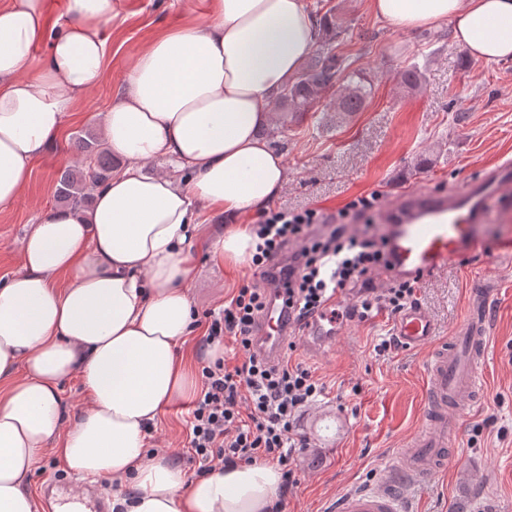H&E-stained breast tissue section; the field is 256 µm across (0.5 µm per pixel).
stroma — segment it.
<instances>
[{
	"instance_id": "1",
	"label": "stroma",
	"mask_w": 512,
	"mask_h": 512,
	"mask_svg": "<svg viewBox=\"0 0 512 512\" xmlns=\"http://www.w3.org/2000/svg\"><path fill=\"white\" fill-rule=\"evenodd\" d=\"M326 2L346 28L338 49L353 54L372 97L361 112L334 115L331 127L306 120L271 137L290 174L276 205L315 207L332 222L356 196L381 193L387 210L405 192L458 190L501 157L512 158V60L471 57L447 26L396 30L376 18L366 0ZM206 9L207 0H118L117 18L103 27L112 48L104 80L76 104L53 149L35 161L18 199L0 207V280L19 268L27 225L57 208L59 170L82 160L76 136L100 128L148 43L164 30L203 20ZM413 63L424 72L416 88L400 78ZM480 235L492 245H512V188L489 201ZM196 258V328L181 352L197 383L208 360L200 344L206 314L222 307L252 271L246 263L219 265L203 248ZM423 286L421 305L436 325L437 340L460 335L471 289H493V313L481 396L459 421L447 469L404 487L405 512H512V257L494 266L475 258L454 262ZM393 331L392 322L380 316L348 322L321 353L298 345L295 358L315 370L325 392L300 421L312 446L296 460L298 483L285 512H330L344 493L373 486L380 466L422 427L426 354L400 349L376 356L374 344ZM191 409L188 399L172 404L150 439L152 450L174 456L189 482L197 469L185 451ZM53 484L71 488L75 480L47 450L29 484L39 512H51L43 490Z\"/></svg>"
}]
</instances>
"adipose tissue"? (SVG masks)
Segmentation results:
<instances>
[{"label":"adipose tissue","mask_w":512,"mask_h":512,"mask_svg":"<svg viewBox=\"0 0 512 512\" xmlns=\"http://www.w3.org/2000/svg\"><path fill=\"white\" fill-rule=\"evenodd\" d=\"M211 21L164 33L139 55L105 113L106 148L122 166L90 207L58 208L26 230L21 269L0 284V512H36L28 480L44 450L80 478L133 483L126 512H271L280 483L268 464L227 466L186 482L148 450L150 428L192 381L177 347L192 331L191 241L203 216L263 209L287 164L261 129L277 94L318 40L305 0H209ZM117 0L0 6V206L73 103L104 78L103 33ZM399 30L453 24L479 60L512 58V0H368ZM218 263L251 259L236 226L209 244ZM78 379L84 408L61 388Z\"/></svg>","instance_id":"obj_1"}]
</instances>
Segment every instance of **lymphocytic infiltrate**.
<instances>
[{"instance_id": "lymphocytic-infiltrate-1", "label": "lymphocytic infiltrate", "mask_w": 512, "mask_h": 512, "mask_svg": "<svg viewBox=\"0 0 512 512\" xmlns=\"http://www.w3.org/2000/svg\"><path fill=\"white\" fill-rule=\"evenodd\" d=\"M322 213L313 208H275L261 213L250 232L256 239L252 278L222 309L209 313L204 346L232 345L235 361L219 357L201 369L192 403L186 448L197 476L216 467L273 464L282 472L272 512H283L296 485L293 463L311 441L299 427L324 391L314 369L292 357L269 362L255 349V332L267 303V286L283 284V303L303 323L337 293L348 294L344 315L365 321L395 317L420 303L419 280L398 278L377 287L372 274L387 263L386 237L371 226L330 225L317 232Z\"/></svg>"}]
</instances>
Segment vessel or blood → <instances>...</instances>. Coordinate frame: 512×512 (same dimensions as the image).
I'll return each mask as SVG.
<instances>
[{
    "label": "vessel or blood",
    "mask_w": 512,
    "mask_h": 512,
    "mask_svg": "<svg viewBox=\"0 0 512 512\" xmlns=\"http://www.w3.org/2000/svg\"><path fill=\"white\" fill-rule=\"evenodd\" d=\"M512 185V163L505 161L486 169L463 189L410 192L381 220L389 237L388 264L379 280L431 278L449 263L479 257L484 264L497 263L503 250L481 240L490 198ZM493 289L481 288L468 301L462 334L450 345H436L434 325L422 307H411L394 321L400 348L426 352L423 384V418L419 429L399 452L379 470L375 487L349 492L336 501L335 512H401L400 487L406 479H431L446 464L447 448L458 439V421L483 389L481 364L487 351L485 325ZM335 295L321 314L310 317L300 330L311 350L333 343L345 325L331 310L342 305ZM293 331L281 309L279 297H271L256 336L262 355L275 361L282 357Z\"/></svg>",
    "instance_id": "b4317fda"
}]
</instances>
